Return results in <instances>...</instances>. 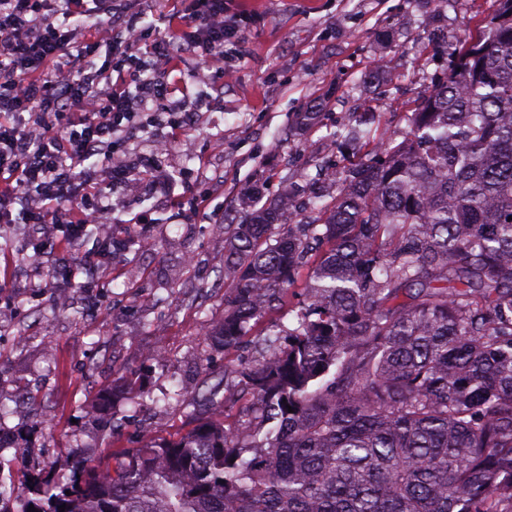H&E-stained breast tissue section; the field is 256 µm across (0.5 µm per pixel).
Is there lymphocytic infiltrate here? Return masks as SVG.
<instances>
[{
	"label": "lymphocytic infiltrate",
	"instance_id": "f902f5d3",
	"mask_svg": "<svg viewBox=\"0 0 512 512\" xmlns=\"http://www.w3.org/2000/svg\"><path fill=\"white\" fill-rule=\"evenodd\" d=\"M0 0V224L25 215L54 224L64 239L102 224L126 170L112 164L118 141L133 137L148 103L187 93L180 76H156L164 46L141 51L140 18L129 0ZM184 26L179 39L216 66L236 25L224 0H172ZM106 20L116 78L100 83L88 58L98 47L92 21Z\"/></svg>",
	"mask_w": 512,
	"mask_h": 512
}]
</instances>
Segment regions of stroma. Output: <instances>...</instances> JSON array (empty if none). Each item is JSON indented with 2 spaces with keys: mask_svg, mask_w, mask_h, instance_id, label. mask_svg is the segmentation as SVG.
Wrapping results in <instances>:
<instances>
[{
  "mask_svg": "<svg viewBox=\"0 0 512 512\" xmlns=\"http://www.w3.org/2000/svg\"><path fill=\"white\" fill-rule=\"evenodd\" d=\"M495 0H224L242 14L226 47L224 70L172 44L189 94L159 104L158 120L119 142L114 162L152 156V172H132L131 190L114 195L110 223L82 237L70 261L126 246L102 260L97 285L82 288L41 268L35 227L0 236V483L23 484L35 471L59 486L76 460L106 468L112 453L154 436L186 432L235 411L201 405L203 380L234 386L255 357L251 341L227 350L208 335L224 316V227L248 199L266 202L284 183L336 194L326 172L362 154L361 142L334 144L330 130L373 113L380 130L404 135L409 103L442 78L434 42L461 45ZM192 124L167 153V115ZM207 197L194 203L197 188ZM137 379L144 399L125 395L100 414V394Z\"/></svg>",
  "mask_w": 512,
  "mask_h": 512,
  "instance_id": "1",
  "label": "stroma"
}]
</instances>
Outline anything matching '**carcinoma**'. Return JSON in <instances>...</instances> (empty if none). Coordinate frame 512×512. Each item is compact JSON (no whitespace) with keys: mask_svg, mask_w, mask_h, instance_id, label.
Segmentation results:
<instances>
[{"mask_svg":"<svg viewBox=\"0 0 512 512\" xmlns=\"http://www.w3.org/2000/svg\"><path fill=\"white\" fill-rule=\"evenodd\" d=\"M412 101L401 141L365 120L367 150L332 172L334 203L286 188L224 231L228 350L255 328L251 395L205 421L78 462L36 512H512V0ZM326 249L310 257V243ZM306 271L305 302L282 310ZM136 382L103 395L99 411ZM293 412H288V409Z\"/></svg>","mask_w":512,"mask_h":512,"instance_id":"1","label":"carcinoma"}]
</instances>
